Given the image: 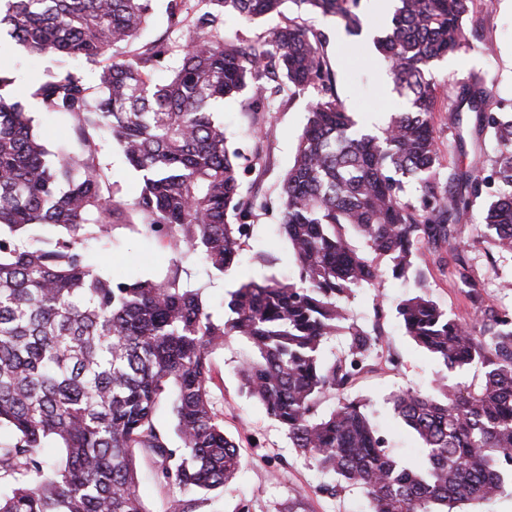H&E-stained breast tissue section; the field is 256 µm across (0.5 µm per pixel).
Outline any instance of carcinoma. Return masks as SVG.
<instances>
[{
    "instance_id": "carcinoma-1",
    "label": "carcinoma",
    "mask_w": 512,
    "mask_h": 512,
    "mask_svg": "<svg viewBox=\"0 0 512 512\" xmlns=\"http://www.w3.org/2000/svg\"><path fill=\"white\" fill-rule=\"evenodd\" d=\"M152 0H0V32L37 54L77 56L99 67L87 83L62 65L27 94L62 116L69 139L49 149L0 60V512H146L134 449L178 488L167 512H217L242 468L211 389L210 358L228 336L248 351L241 388L312 461L336 498L361 489L369 512H453L499 495L512 476V312L482 306L481 285L459 251L472 198L489 194L483 236L512 254V110L490 109L483 77L456 94L494 144L490 165L442 161L433 132L432 62L467 40L466 0H396L375 46L410 109L377 134L357 127L336 95L324 43L290 20L246 47L223 35L224 15L254 21L290 3L362 29L360 0H165L168 30L130 56ZM166 69L165 80L156 79ZM317 89L281 191L280 234L297 281L271 275L237 283L216 319L205 286L181 276L195 257L222 280L252 236L246 155L215 118L216 101H239L259 133L273 97ZM138 174L123 197L102 163L104 141ZM120 226L166 241L159 279L115 278L87 247ZM360 237L366 249L352 243ZM456 250L455 277L472 318L453 317L427 291L396 308L415 344L451 368L479 364L466 388L441 378L431 393L401 390L392 409L423 448L420 465L392 456L367 404L344 392L369 367L381 333L351 320L347 303L379 275L395 278L419 244ZM350 336L337 361L327 341ZM338 397L327 413L326 395ZM171 403L173 430L157 419Z\"/></svg>"
}]
</instances>
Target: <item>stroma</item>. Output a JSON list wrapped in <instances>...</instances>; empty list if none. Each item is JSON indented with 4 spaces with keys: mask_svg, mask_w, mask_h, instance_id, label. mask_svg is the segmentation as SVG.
<instances>
[{
    "mask_svg": "<svg viewBox=\"0 0 512 512\" xmlns=\"http://www.w3.org/2000/svg\"><path fill=\"white\" fill-rule=\"evenodd\" d=\"M363 29L349 34L335 18L320 15L301 16L300 22L326 39L327 62L336 79V93L353 119L370 130L383 127L393 112L407 110L408 101L396 90L386 64L376 51L373 39L389 24V13L377 9L374 0H361ZM468 39L454 55L436 62L428 77L433 82L437 111L432 115L434 135L444 162L468 164L479 156L484 137L475 126L473 114L452 117L458 86L469 73L483 75L491 92L492 107L512 106V0H469ZM291 9L255 22L235 15L224 18L226 37L252 45L263 39L266 31L287 24ZM7 57L19 87H26L45 77L56 66L54 58L24 52L17 47L7 50ZM313 91L295 94L292 101H274L268 120L271 128L260 138L251 136V116L239 103L224 104V123L228 134L246 149L259 150L261 161L246 174L244 189L256 202L254 232L242 250V261L224 280L208 283L203 265L190 261L186 269L191 282L207 283L206 295L212 305H220L227 290L239 281L262 279L274 274L283 279L297 275L288 256V245L279 234L278 210L282 178L293 162L298 137L306 123ZM484 198L474 199L471 223L462 225L459 239L465 247L473 274L483 286V304L496 310H512V257L493 253L479 232ZM274 259L267 265L257 261L259 252ZM169 256L165 241L149 239L132 227L115 230L111 244L93 247L94 262L123 274L143 277L160 275ZM381 272L375 284L360 289L350 300V311L361 323H378L381 343L370 366L347 390L350 397L363 399L372 421L386 440L390 453L404 463L419 461L423 450L416 437L395 415L388 401L391 393L410 389L428 392L437 376H447L449 383L467 387L478 382L481 369L448 368L418 348L396 316L399 301L415 290L414 276L393 278L390 261L379 257ZM433 299L448 314L468 318L474 309L454 277V260L448 245H427L416 261ZM241 342L227 340L212 355V388L219 407L224 410L226 433L243 443V467L236 480L224 491L218 508L234 512L240 499L254 504V512H278L282 504L296 500L304 512H366L363 495L349 490L335 498L321 495L320 473L295 449L262 406L245 397L240 390L237 367L241 360ZM139 476L138 491L147 512H166L171 492L157 476L151 457L136 451Z\"/></svg>",
    "mask_w": 512,
    "mask_h": 512,
    "instance_id": "obj_1",
    "label": "stroma"
}]
</instances>
